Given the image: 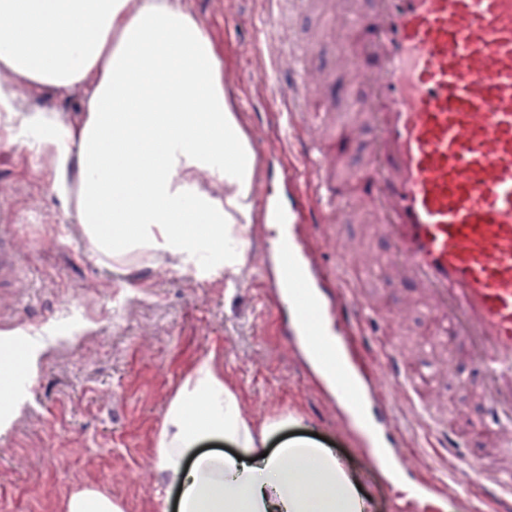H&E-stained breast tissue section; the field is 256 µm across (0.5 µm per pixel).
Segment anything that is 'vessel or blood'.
<instances>
[{"label":"vessel or blood","instance_id":"1","mask_svg":"<svg viewBox=\"0 0 512 512\" xmlns=\"http://www.w3.org/2000/svg\"><path fill=\"white\" fill-rule=\"evenodd\" d=\"M347 0L317 38L290 19L316 0H263L265 44L287 50L274 71L271 103L245 111L256 142L252 231L260 244L257 285L280 336L296 340L302 361H339L355 386L368 447L395 456L390 410L352 341L373 316L354 278V251L335 266L321 249L328 225L343 226L355 205L366 209L387 242V262L406 284L423 289L430 309L483 368L480 433L492 436L480 491L512 512V0ZM327 52L362 72L345 111L328 96L329 78L306 80L311 53ZM369 130L356 200L342 198L338 159L325 148L337 130ZM14 225H0V294L27 277ZM374 360L416 385L404 356L379 340ZM433 454L456 458L459 434L417 405ZM446 485L424 480L402 512H439Z\"/></svg>","mask_w":512,"mask_h":512}]
</instances>
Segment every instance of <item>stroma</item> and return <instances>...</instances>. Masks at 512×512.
<instances>
[{"label": "stroma", "instance_id": "35a3bbf8", "mask_svg": "<svg viewBox=\"0 0 512 512\" xmlns=\"http://www.w3.org/2000/svg\"><path fill=\"white\" fill-rule=\"evenodd\" d=\"M210 28L215 16L236 23L238 53L223 59L233 79L259 93L268 73L252 61L263 43L261 0H189ZM0 224L18 225L28 278L0 295L12 316L0 332L52 328L62 342L48 354L30 385L28 402L12 429L0 435V512H64L70 493L94 487L119 500L124 512H160L162 481L152 453L169 401L195 362L214 355L225 380L256 420L297 419L285 438L316 437L357 470L372 512H397L420 478L435 473L474 486L486 448L472 431L481 399L462 379L481 367L440 333L420 289L393 278L383 265L385 242L367 215L357 214L343 236L358 243L356 264L377 267L365 284L386 334L406 355L419 381L418 400L455 412L465 440L462 456L435 463L413 408L385 370H378L394 423L405 430L410 470L387 477L362 437L311 387L305 369L280 337L257 295L258 271L247 266L234 288L223 275L199 276L169 266H140L126 275L97 264L52 193L33 140L0 139Z\"/></svg>", "mask_w": 512, "mask_h": 512}]
</instances>
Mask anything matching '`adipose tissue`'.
I'll list each match as a JSON object with an SVG mask.
<instances>
[{
	"label": "adipose tissue",
	"instance_id": "adipose-tissue-1",
	"mask_svg": "<svg viewBox=\"0 0 512 512\" xmlns=\"http://www.w3.org/2000/svg\"><path fill=\"white\" fill-rule=\"evenodd\" d=\"M0 119L36 136L52 192L98 264L118 273L158 265L242 275L255 160L209 33L182 0H0ZM66 96L68 119L24 105L13 87ZM56 339L0 333V434L23 408ZM286 417L255 421L213 357L169 401L155 440L162 485L178 512H368L360 478L333 449L264 445ZM224 441L231 454L196 455Z\"/></svg>",
	"mask_w": 512,
	"mask_h": 512
}]
</instances>
